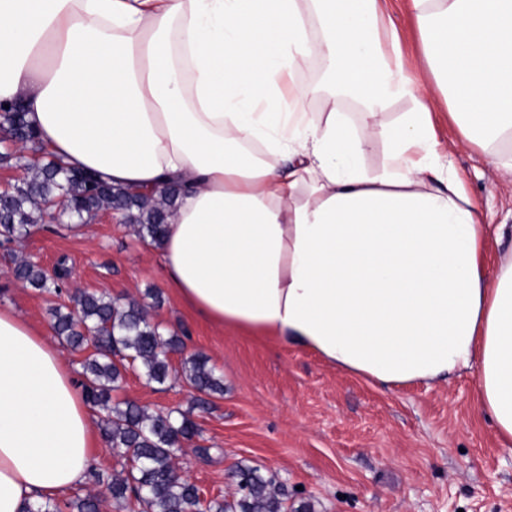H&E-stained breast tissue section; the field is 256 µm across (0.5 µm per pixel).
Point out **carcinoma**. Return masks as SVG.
Instances as JSON below:
<instances>
[{
  "label": "carcinoma",
  "mask_w": 512,
  "mask_h": 512,
  "mask_svg": "<svg viewBox=\"0 0 512 512\" xmlns=\"http://www.w3.org/2000/svg\"><path fill=\"white\" fill-rule=\"evenodd\" d=\"M0 126L10 130L21 146L37 151L36 134L17 104L0 105ZM27 177L12 191L0 194V244L30 233L31 227L60 200L70 217L83 219L115 206L128 214L143 241L159 244L178 196L175 189L157 190L149 195L114 188L95 175L65 168L55 159L45 163H24ZM50 275L35 263L13 260L14 277L48 294L62 293L65 271ZM56 335L73 350L88 346V335L96 337V348L82 362L81 386L85 400L102 413L100 430L105 439L128 462L119 475L95 468L89 480L103 485L117 502L135 501L142 512H188L198 502L199 489L183 478L176 465L177 453L185 441L198 434L196 423L184 413L151 414L145 407L127 402L112 406V391L123 383L128 369H139L145 380L159 386L170 379L169 354L183 348L182 339L165 335L148 319L147 306L137 300L124 304L106 293L82 292L76 308L58 304L50 311ZM182 376L199 393L197 405L206 409L210 398L224 394L221 376L202 354L183 362ZM97 497L75 494L68 500L46 499L27 512H99ZM204 512H288V494L273 475L241 466L236 471V492L213 499Z\"/></svg>",
  "instance_id": "carcinoma-1"
}]
</instances>
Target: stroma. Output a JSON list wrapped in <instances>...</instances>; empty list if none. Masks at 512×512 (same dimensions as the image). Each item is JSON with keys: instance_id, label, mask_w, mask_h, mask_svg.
Returning <instances> with one entry per match:
<instances>
[{"instance_id": "1", "label": "stroma", "mask_w": 512, "mask_h": 512, "mask_svg": "<svg viewBox=\"0 0 512 512\" xmlns=\"http://www.w3.org/2000/svg\"><path fill=\"white\" fill-rule=\"evenodd\" d=\"M437 132L449 147L484 222L512 232V172L481 149L457 148L447 115ZM52 270L67 258L64 287L105 292L123 301L157 290L149 318L185 347L172 354L173 379L147 384L128 371L113 401L149 411L189 413L200 434L179 453L183 476L205 499L231 495L238 466L275 475L289 507L309 502L313 512H512V450L501 447L490 420L476 407V370L433 385L388 388L352 376L315 353L214 325L188 309L165 280L156 245L140 241L130 224L97 213L73 231L51 221L8 244ZM44 294L0 269V307L54 338ZM201 354L224 381L209 409L194 406L182 381L185 358ZM208 456H200V449Z\"/></svg>"}]
</instances>
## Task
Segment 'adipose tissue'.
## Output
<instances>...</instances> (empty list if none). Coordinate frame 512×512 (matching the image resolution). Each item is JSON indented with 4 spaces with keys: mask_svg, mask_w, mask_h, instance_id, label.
<instances>
[{
    "mask_svg": "<svg viewBox=\"0 0 512 512\" xmlns=\"http://www.w3.org/2000/svg\"><path fill=\"white\" fill-rule=\"evenodd\" d=\"M406 6L439 93L394 120L413 89L381 0H0V102L69 169L180 186L159 250L197 315L388 386L476 369L511 448L512 255L484 267L500 230L433 115L512 170V0ZM313 61L320 83L296 84ZM95 448L60 351L0 308V512L84 485Z\"/></svg>",
    "mask_w": 512,
    "mask_h": 512,
    "instance_id": "ef3b65f1",
    "label": "adipose tissue"
}]
</instances>
